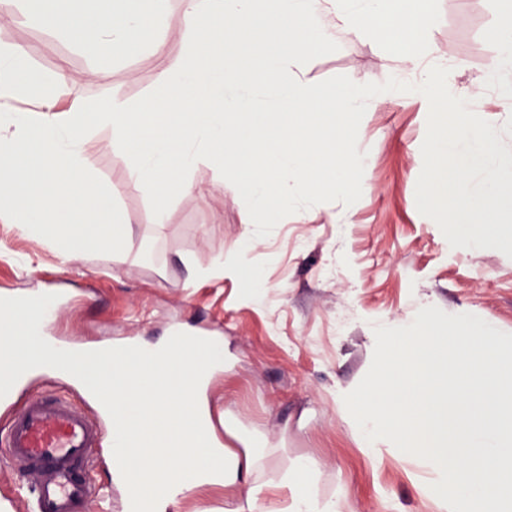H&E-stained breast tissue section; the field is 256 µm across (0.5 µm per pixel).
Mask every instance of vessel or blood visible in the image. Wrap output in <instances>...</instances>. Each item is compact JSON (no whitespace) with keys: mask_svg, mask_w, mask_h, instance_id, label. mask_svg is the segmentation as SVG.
Listing matches in <instances>:
<instances>
[{"mask_svg":"<svg viewBox=\"0 0 512 512\" xmlns=\"http://www.w3.org/2000/svg\"><path fill=\"white\" fill-rule=\"evenodd\" d=\"M94 417L78 409L68 389L47 395L28 394L15 403L11 391L0 389V407L7 413L0 429V444L10 466L31 479L26 512H84L97 489L86 475L87 467L102 449L114 448L120 433L112 409L101 393L90 392ZM206 423L208 447L224 440L211 409L196 406Z\"/></svg>","mask_w":512,"mask_h":512,"instance_id":"vessel-or-blood-1","label":"vessel or blood"}]
</instances>
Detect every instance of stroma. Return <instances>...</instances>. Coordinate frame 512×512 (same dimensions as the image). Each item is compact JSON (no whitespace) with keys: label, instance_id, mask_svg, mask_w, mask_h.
<instances>
[{"label":"stroma","instance_id":"35a3bbf8","mask_svg":"<svg viewBox=\"0 0 512 512\" xmlns=\"http://www.w3.org/2000/svg\"><path fill=\"white\" fill-rule=\"evenodd\" d=\"M432 36L459 70V91L512 149V107L479 88L497 50L493 0H439ZM20 45L42 70H64L80 96L133 103L154 90L160 66L178 63L184 46L171 39L163 56H136L103 80L82 51L22 13L0 20V43ZM402 73L404 65L373 40L351 39L309 62L312 82ZM429 104L409 99L365 113L358 150L369 160V191L352 205L321 203L315 217L286 216L255 238L247 257L267 285L263 302L247 298L235 278L210 273L214 259L233 261L252 235L241 196L221 185L208 162L190 173L156 220L147 194L128 179L125 161L105 135L95 136L89 166L126 214L123 252L90 253L69 262L35 238L0 223V300L57 287L78 297L62 306L54 332L69 346L136 339L153 345L182 323L221 337L224 368L208 391L213 411L240 433L272 448L263 480H278L293 461L315 472L319 497L345 496L350 512H437L433 475L384 454L367 457L353 420L337 397L368 372L374 328L435 306L474 309L512 333V258L496 249L451 247L438 224L416 206L421 146ZM349 212L348 223L332 214Z\"/></svg>","mask_w":512,"mask_h":512}]
</instances>
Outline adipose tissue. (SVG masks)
Returning <instances> with one entry per match:
<instances>
[{
    "label": "adipose tissue",
    "instance_id": "adipose-tissue-1",
    "mask_svg": "<svg viewBox=\"0 0 512 512\" xmlns=\"http://www.w3.org/2000/svg\"><path fill=\"white\" fill-rule=\"evenodd\" d=\"M494 29L497 52L486 72L503 103L512 102V0H497ZM39 319L34 305L16 302L0 307V378L12 369L48 361L51 350L33 335ZM210 356L201 342L159 346L154 355L142 357L109 343L76 350L66 360L69 371L90 385L107 391L128 432H143L141 447L125 449L133 485L153 501V512H165L187 495L175 475L187 470H223L234 465L242 474L240 496L248 512H263L258 474L271 454L267 448H251L243 456H231L218 448L202 453L198 440L183 424L203 387L199 369ZM291 492V512H347L346 498H319L313 487L309 462L300 461L289 470L284 482Z\"/></svg>",
    "mask_w": 512,
    "mask_h": 512
}]
</instances>
